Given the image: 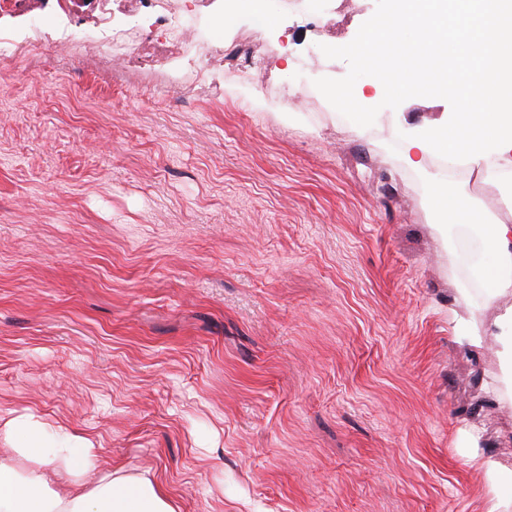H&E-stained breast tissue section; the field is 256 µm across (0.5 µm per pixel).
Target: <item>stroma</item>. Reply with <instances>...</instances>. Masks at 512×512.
<instances>
[{"label": "stroma", "instance_id": "1", "mask_svg": "<svg viewBox=\"0 0 512 512\" xmlns=\"http://www.w3.org/2000/svg\"><path fill=\"white\" fill-rule=\"evenodd\" d=\"M44 3L0 13V412L89 438L180 512H489L512 356L458 342L457 316L498 313L464 252L492 258L429 193L512 223V187L407 167L402 123L444 99L358 132L314 92L376 0H327L332 27L264 0L275 27L222 30L220 0H188L201 55L136 0ZM258 32L270 51L225 73Z\"/></svg>", "mask_w": 512, "mask_h": 512}]
</instances>
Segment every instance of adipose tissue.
<instances>
[{"mask_svg":"<svg viewBox=\"0 0 512 512\" xmlns=\"http://www.w3.org/2000/svg\"><path fill=\"white\" fill-rule=\"evenodd\" d=\"M432 196L451 220L477 222L467 196L441 189ZM480 225L483 245L495 258L480 276L490 300H501L502 306L493 322L473 316L462 321L461 329L468 342L494 338L509 354L512 224L489 220ZM4 427L12 448L0 455V512H179L162 486L143 475L104 467L95 448L67 430L49 429L32 414L10 418Z\"/></svg>","mask_w":512,"mask_h":512,"instance_id":"obj_1","label":"adipose tissue"}]
</instances>
